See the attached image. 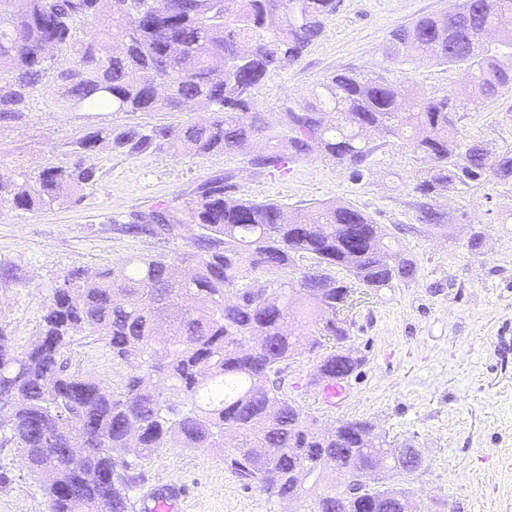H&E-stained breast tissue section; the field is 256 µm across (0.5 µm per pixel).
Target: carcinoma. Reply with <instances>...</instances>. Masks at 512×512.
Returning a JSON list of instances; mask_svg holds the SVG:
<instances>
[{"label":"carcinoma","mask_w":512,"mask_h":512,"mask_svg":"<svg viewBox=\"0 0 512 512\" xmlns=\"http://www.w3.org/2000/svg\"><path fill=\"white\" fill-rule=\"evenodd\" d=\"M0 12V125L21 123L41 103L52 112H192L183 125L99 126L69 143L70 165L0 177V208L33 212L70 201L96 181L84 158L105 145L128 155L177 142L197 157L273 140L261 159L285 168L317 150L360 177L375 147L367 133L408 139L428 164L414 187L419 221L440 226L430 200L493 179L512 184V140L492 151L460 136V113L512 92V52L483 42L497 32L512 48V0H462L391 32L392 60L423 56L462 70L464 90L425 93L383 75L329 74L308 99L285 107L274 131L256 112L271 73L292 65L325 32L338 0H6ZM103 38L88 39L89 24ZM56 50L59 66L45 61ZM224 179L201 184L187 223L202 230L188 254L140 255L53 288L36 334L15 346L0 326V447L17 449L44 477L48 512H133L139 463L168 448H222L224 468L273 504L301 512H417L407 479L418 449L366 419L321 428L288 395L294 359L315 355L307 381L342 384L362 359L339 314L352 287L412 281L417 265L390 233L346 204L302 217L275 202L238 199ZM156 208L131 224L151 230ZM310 265L295 275L299 263ZM340 268L348 280L332 271ZM94 336L127 369L113 388L76 363ZM70 424L56 446L42 442ZM373 471L356 490L336 476Z\"/></svg>","instance_id":"carcinoma-1"}]
</instances>
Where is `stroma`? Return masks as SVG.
<instances>
[{
    "label": "stroma",
    "mask_w": 512,
    "mask_h": 512,
    "mask_svg": "<svg viewBox=\"0 0 512 512\" xmlns=\"http://www.w3.org/2000/svg\"><path fill=\"white\" fill-rule=\"evenodd\" d=\"M458 0H340L324 36L297 63L274 72L257 96L267 124L279 125L285 103L306 97L330 73L348 69L381 74L417 90L440 94L459 88L461 71L387 57L389 35L417 18L452 10ZM188 112H51L36 106L26 122L0 127V175L36 173L68 165L65 144L87 130L115 126H179ZM461 135L483 137L488 148L512 137V92L466 113ZM377 149L360 180L309 152L286 169L259 163L267 146L205 158L173 147L137 156L102 148L87 157L97 180L81 200L35 212L0 211V264L14 279L0 283V324L17 345L34 336L42 309L69 271L95 270L132 255L192 250L197 235L186 209L197 187L221 177L242 199L271 201L290 214L331 201L351 204L383 225L412 258L414 281L379 291L358 289L343 313L348 346L361 368L335 403L307 389L314 363L300 357L289 376L293 394L322 424L367 419L399 439L412 440L424 459L410 476L426 512H512V185L486 182L464 193L433 198L446 213L444 228L421 223L412 205L423 162L406 141L371 133ZM164 208L169 229L127 233L137 215ZM484 236L480 252L467 246L470 231ZM147 484L175 481L187 495L181 512H274L257 488H244L224 467L221 453L172 448L143 461ZM0 512H47L39 483L16 449L0 448Z\"/></svg>",
    "instance_id": "stroma-1"
}]
</instances>
